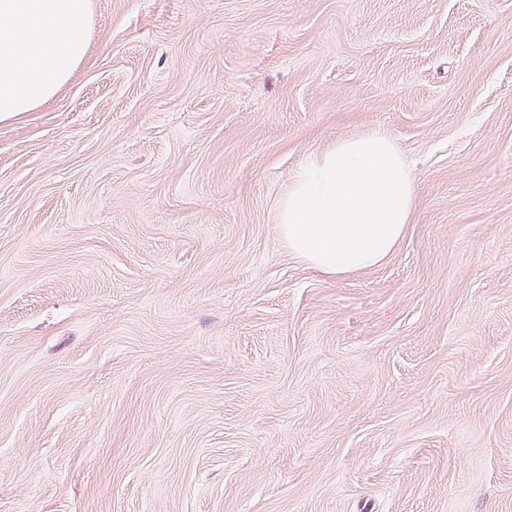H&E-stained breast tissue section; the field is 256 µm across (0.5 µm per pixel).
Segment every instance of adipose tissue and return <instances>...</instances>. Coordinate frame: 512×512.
Returning a JSON list of instances; mask_svg holds the SVG:
<instances>
[{
    "label": "adipose tissue",
    "instance_id": "ef3b65f1",
    "mask_svg": "<svg viewBox=\"0 0 512 512\" xmlns=\"http://www.w3.org/2000/svg\"><path fill=\"white\" fill-rule=\"evenodd\" d=\"M90 0H0V120L51 99L86 56ZM415 185L389 137L337 141L303 166L278 213L291 253L331 276L382 264L415 209Z\"/></svg>",
    "mask_w": 512,
    "mask_h": 512
}]
</instances>
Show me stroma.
<instances>
[{
  "label": "stroma",
  "mask_w": 512,
  "mask_h": 512,
  "mask_svg": "<svg viewBox=\"0 0 512 512\" xmlns=\"http://www.w3.org/2000/svg\"><path fill=\"white\" fill-rule=\"evenodd\" d=\"M0 121V512H512V0H90ZM376 131L411 224L277 221ZM415 185L389 137L336 141L303 166L278 213L288 249L331 276L382 264L405 235Z\"/></svg>",
  "instance_id": "stroma-1"
}]
</instances>
